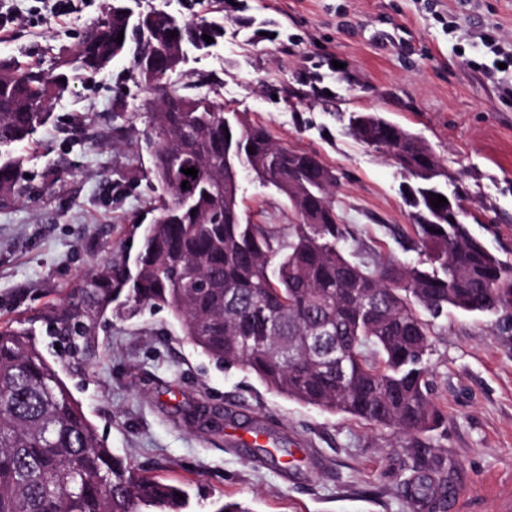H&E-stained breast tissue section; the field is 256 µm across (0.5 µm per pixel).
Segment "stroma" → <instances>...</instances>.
Masks as SVG:
<instances>
[{
	"instance_id": "1",
	"label": "stroma",
	"mask_w": 512,
	"mask_h": 512,
	"mask_svg": "<svg viewBox=\"0 0 512 512\" xmlns=\"http://www.w3.org/2000/svg\"><path fill=\"white\" fill-rule=\"evenodd\" d=\"M181 21H213L214 43L188 47L168 82L208 94L275 140L316 153L337 178L348 248L418 261L405 188L382 151L353 139L348 118L376 112L421 136L474 234L512 264V0H124ZM112 0H0V59L50 67L72 58ZM128 58L95 75L75 69L46 124L14 146L22 190L0 202V321L19 318L94 425L135 468L189 493L185 512L238 500L253 512H418L404 493L417 471L455 490L449 512H512V308L449 310L434 322L432 396L446 420L409 440L396 430L279 396L187 342L168 310L102 319L85 355L48 336L40 315L84 273L137 245L139 215L163 193L152 172L148 93ZM248 220L286 231L285 197L241 177ZM287 437L273 466L251 445Z\"/></svg>"
}]
</instances>
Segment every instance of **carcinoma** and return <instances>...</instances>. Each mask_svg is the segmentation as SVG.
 Masks as SVG:
<instances>
[{
  "label": "carcinoma",
  "mask_w": 512,
  "mask_h": 512,
  "mask_svg": "<svg viewBox=\"0 0 512 512\" xmlns=\"http://www.w3.org/2000/svg\"><path fill=\"white\" fill-rule=\"evenodd\" d=\"M121 8L91 22L94 38L81 37L75 62L86 73L128 55L136 78L165 81L177 44L204 46L202 35H220L215 24L153 19L151 11L137 32ZM68 64L0 62L1 199L21 187L22 161L10 148L46 123L53 97L67 87ZM154 107L147 141L165 196L136 254L105 259L47 307L41 318L49 332L76 353L107 314L165 308L203 354L247 369L289 400L406 435L439 429L445 416L428 367L433 321L450 307L491 313L511 306L512 264L471 233L459 204H431L448 196L431 148L376 113L351 116L356 141L417 180L409 191L423 259L371 267L346 252L350 231L332 200L336 176L310 152L277 143L267 127L205 94L173 88L168 103ZM191 167L195 178L181 172ZM243 170L286 197L298 217L288 235L243 221ZM444 485L418 475L406 483L407 497L435 508ZM188 499L186 489L136 472L99 439L32 329L0 324V512H184Z\"/></svg>",
  "instance_id": "1"
}]
</instances>
